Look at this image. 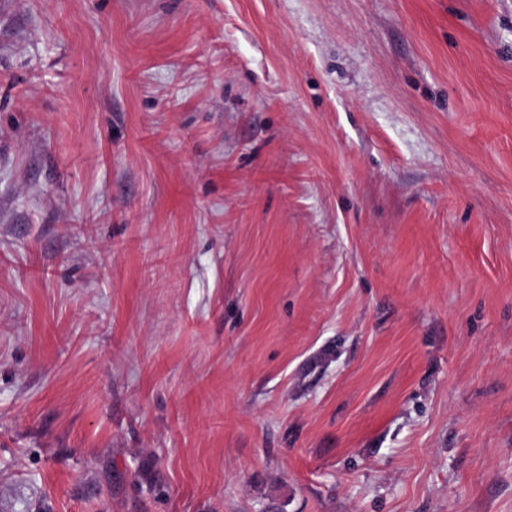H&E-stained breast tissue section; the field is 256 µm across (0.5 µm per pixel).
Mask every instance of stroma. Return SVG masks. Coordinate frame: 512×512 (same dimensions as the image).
Segmentation results:
<instances>
[{
	"mask_svg": "<svg viewBox=\"0 0 512 512\" xmlns=\"http://www.w3.org/2000/svg\"><path fill=\"white\" fill-rule=\"evenodd\" d=\"M0 512H512V0H0Z\"/></svg>",
	"mask_w": 512,
	"mask_h": 512,
	"instance_id": "1",
	"label": "stroma"
}]
</instances>
